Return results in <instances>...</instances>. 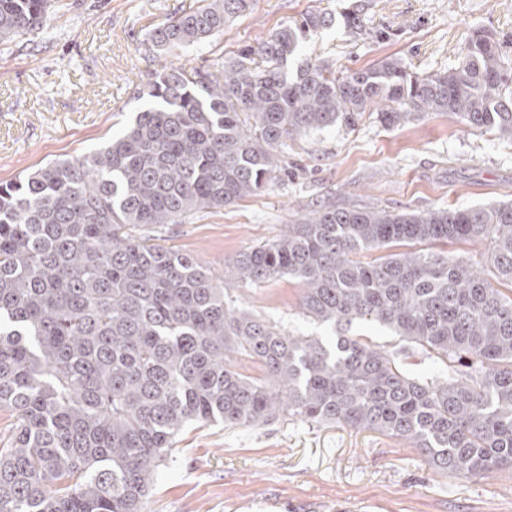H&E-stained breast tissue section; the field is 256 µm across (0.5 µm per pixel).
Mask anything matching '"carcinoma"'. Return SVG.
Wrapping results in <instances>:
<instances>
[{
	"instance_id": "1",
	"label": "carcinoma",
	"mask_w": 512,
	"mask_h": 512,
	"mask_svg": "<svg viewBox=\"0 0 512 512\" xmlns=\"http://www.w3.org/2000/svg\"><path fill=\"white\" fill-rule=\"evenodd\" d=\"M249 0H205L154 28L168 54L224 33ZM51 0H0V41L38 30ZM333 24L309 10L211 70L150 74L149 105L94 152L0 183V512H146L159 468L189 424L283 415L406 440L432 469L512 468V203L426 211L323 204L240 252L224 280L158 243L280 180L278 148L374 112L386 128L432 112L512 140V57L477 31L446 70L391 57L362 69L288 64ZM490 242L489 276L414 245ZM411 250L363 261L364 251ZM288 276L302 315L392 330L448 377L417 378L356 336L294 335L226 299L227 282ZM258 364V377L238 357Z\"/></svg>"
}]
</instances>
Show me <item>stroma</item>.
I'll return each instance as SVG.
<instances>
[{"instance_id":"1","label":"stroma","mask_w":512,"mask_h":512,"mask_svg":"<svg viewBox=\"0 0 512 512\" xmlns=\"http://www.w3.org/2000/svg\"><path fill=\"white\" fill-rule=\"evenodd\" d=\"M201 4L53 0L36 38L0 42V182L102 148L144 109L137 90L172 59L210 68L308 10L335 20L290 61L293 70L306 56L354 70L397 57L427 74L457 63L475 31L512 41V0H252L212 42L144 53L152 28ZM351 6L361 31L344 22ZM280 159L288 178L193 223L166 225L165 245L220 277L225 262L279 237L290 219L323 202L409 211L512 202V140L467 130L448 113L391 129L369 113L355 128L339 124L288 141ZM301 294L285 277L229 290L240 306L291 333L332 336L333 327L303 316ZM148 512H512V469L451 477L407 441L291 416L252 429L193 424L161 467Z\"/></svg>"}]
</instances>
